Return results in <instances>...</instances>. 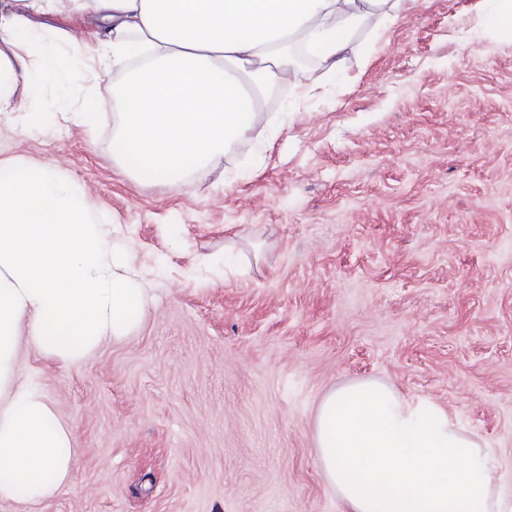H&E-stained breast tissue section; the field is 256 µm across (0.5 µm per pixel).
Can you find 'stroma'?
I'll return each instance as SVG.
<instances>
[{
    "instance_id": "stroma-1",
    "label": "stroma",
    "mask_w": 512,
    "mask_h": 512,
    "mask_svg": "<svg viewBox=\"0 0 512 512\" xmlns=\"http://www.w3.org/2000/svg\"><path fill=\"white\" fill-rule=\"evenodd\" d=\"M487 0H416L361 28L340 70L282 88L273 131L180 182L115 157L112 75L52 81L0 117V162L51 166L131 239L155 299L82 362L21 334L16 370L71 433L72 483L0 512H343L314 417L373 380L442 405L512 492V36ZM62 52L103 36L93 12H33ZM94 113L92 126L79 113ZM265 245L224 265L227 240Z\"/></svg>"
}]
</instances>
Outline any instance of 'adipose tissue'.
Segmentation results:
<instances>
[{"mask_svg": "<svg viewBox=\"0 0 512 512\" xmlns=\"http://www.w3.org/2000/svg\"><path fill=\"white\" fill-rule=\"evenodd\" d=\"M409 2L15 0L0 15V112L18 111L17 87L35 92L45 76L67 82L82 63L48 45L32 72L5 54L28 42V13L94 11L110 32L93 58L114 74L117 159L135 177L187 183L235 144L266 135L237 74L259 81L276 70L304 88L270 44L313 47L333 69L359 27L391 25ZM148 296L128 243L71 182L44 165H0V500L47 499L74 468L69 431L16 373L21 328L42 353L73 364L105 340L125 339ZM315 443L347 512H512L489 453L431 400L375 381L331 389L316 410Z\"/></svg>", "mask_w": 512, "mask_h": 512, "instance_id": "ef3b65f1", "label": "adipose tissue"}]
</instances>
